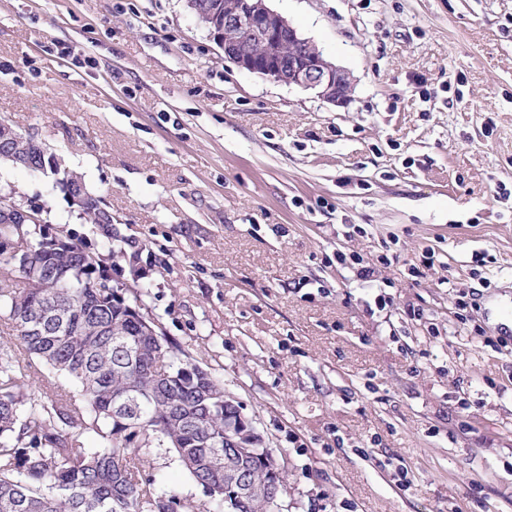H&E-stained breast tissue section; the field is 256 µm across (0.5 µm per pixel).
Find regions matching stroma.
I'll return each instance as SVG.
<instances>
[{
  "mask_svg": "<svg viewBox=\"0 0 512 512\" xmlns=\"http://www.w3.org/2000/svg\"><path fill=\"white\" fill-rule=\"evenodd\" d=\"M269 5L350 73L348 106L225 61L186 0H0V119L112 231L5 162L0 201L140 250L113 285L285 464L281 512H512V344H489L512 306V0ZM142 475L206 500L169 449ZM99 202V208L103 212V220H102V212L99 210L97 206V200ZM90 198L88 202L84 204V206L80 209L79 215L88 224H112V212L108 211L106 205L98 198ZM102 220V223H101Z\"/></svg>",
  "mask_w": 512,
  "mask_h": 512,
  "instance_id": "obj_1",
  "label": "stroma"
}]
</instances>
